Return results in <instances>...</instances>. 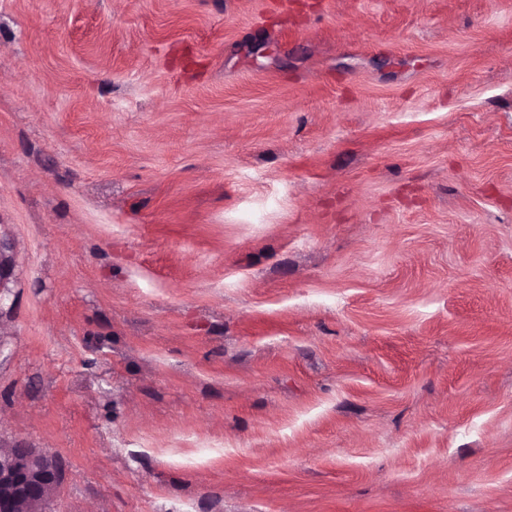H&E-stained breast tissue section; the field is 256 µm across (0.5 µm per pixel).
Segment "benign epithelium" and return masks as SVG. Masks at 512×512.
Listing matches in <instances>:
<instances>
[{"mask_svg": "<svg viewBox=\"0 0 512 512\" xmlns=\"http://www.w3.org/2000/svg\"><path fill=\"white\" fill-rule=\"evenodd\" d=\"M61 461L37 448L24 454L0 453V512H20L21 504L64 481Z\"/></svg>", "mask_w": 512, "mask_h": 512, "instance_id": "7a95c632", "label": "benign epithelium"}]
</instances>
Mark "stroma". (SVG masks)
I'll list each match as a JSON object with an SVG mask.
<instances>
[{"label":"stroma","instance_id":"1","mask_svg":"<svg viewBox=\"0 0 512 512\" xmlns=\"http://www.w3.org/2000/svg\"><path fill=\"white\" fill-rule=\"evenodd\" d=\"M0 266L51 512H512V0H0Z\"/></svg>","mask_w":512,"mask_h":512}]
</instances>
